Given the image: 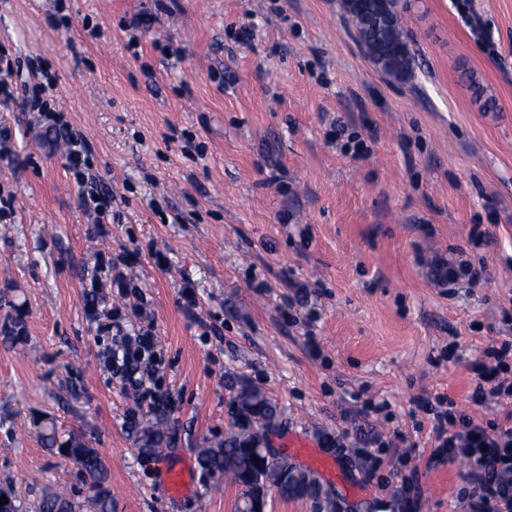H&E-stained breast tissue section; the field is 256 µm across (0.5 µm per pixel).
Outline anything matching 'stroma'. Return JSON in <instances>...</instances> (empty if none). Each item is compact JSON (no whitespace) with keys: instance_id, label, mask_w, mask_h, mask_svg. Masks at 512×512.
Segmentation results:
<instances>
[{"instance_id":"stroma-1","label":"stroma","mask_w":512,"mask_h":512,"mask_svg":"<svg viewBox=\"0 0 512 512\" xmlns=\"http://www.w3.org/2000/svg\"><path fill=\"white\" fill-rule=\"evenodd\" d=\"M401 6L405 83L368 58L340 0H0V47L46 61L112 195L101 237L63 146L24 107L0 112L15 134L0 158L15 210L0 223V486L79 485L38 437L52 421L104 459L115 512H236L240 489L203 480L197 451L233 431L250 384L280 408L269 445L344 512H460L467 463L434 458L422 403L498 414L475 403L471 366L512 340V0ZM452 249L488 279L434 287L418 258ZM130 255L172 398L150 457L133 428L159 419L98 364L107 312L84 313L92 277ZM371 400L386 409L357 418ZM168 463L191 471L177 500Z\"/></svg>"}]
</instances>
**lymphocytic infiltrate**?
<instances>
[{
	"instance_id": "lymphocytic-infiltrate-1",
	"label": "lymphocytic infiltrate",
	"mask_w": 512,
	"mask_h": 512,
	"mask_svg": "<svg viewBox=\"0 0 512 512\" xmlns=\"http://www.w3.org/2000/svg\"><path fill=\"white\" fill-rule=\"evenodd\" d=\"M13 75V61L0 51V110L7 112L14 103H23L31 111L39 112L49 130L63 138L67 147L66 168L85 207L95 214L99 236H107L112 199L98 190L90 143L71 130L63 113L51 108L44 98V86L16 88ZM429 271L432 283L439 288H472L485 278L484 268L474 267L457 251L433 259ZM114 294L123 296L124 308L114 311L112 322L116 332L98 350L97 359L103 368L119 370L130 379L132 389L146 402L148 412H160L169 407L170 400L166 393L151 387L157 366V336L154 328L140 324L146 311L141 287L120 273L94 277L85 294V313L88 318H96L101 303ZM485 355V360L472 367L477 377L474 394L480 402L512 392V382L502 378L511 368L506 358L512 355V343L506 341L500 347L488 348ZM432 431L441 447L447 448L449 457L462 456L470 463L465 480L470 487L467 501L471 512H512V411L503 412L483 426L474 424L463 413L437 411L433 414Z\"/></svg>"
}]
</instances>
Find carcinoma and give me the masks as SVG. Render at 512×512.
Instances as JSON below:
<instances>
[{
    "instance_id": "obj_1",
    "label": "carcinoma",
    "mask_w": 512,
    "mask_h": 512,
    "mask_svg": "<svg viewBox=\"0 0 512 512\" xmlns=\"http://www.w3.org/2000/svg\"><path fill=\"white\" fill-rule=\"evenodd\" d=\"M344 9L355 25L358 38L374 62L391 76L404 79L412 75L415 57L410 51L408 37L395 5L398 0H343ZM246 411L238 431L231 432L215 448H201L197 459L200 469L209 477L228 479L244 488L260 475L274 476L278 462L261 452V440L266 430L278 424L276 403L258 388H251L239 397ZM40 437L49 447L68 457L79 468L83 488L40 484L37 496L23 500L7 495L9 503L0 512H112V491L108 485V467L98 451L78 434L57 443L59 433L54 425L41 427ZM146 454L159 451L162 436L159 430L146 429L140 435ZM259 461H254V458ZM304 490L288 480L280 483L275 493L283 499L306 498L317 501L321 496V481L309 471L300 475Z\"/></svg>"
}]
</instances>
